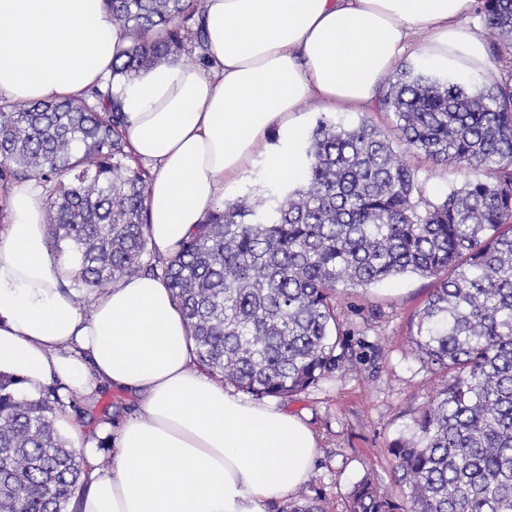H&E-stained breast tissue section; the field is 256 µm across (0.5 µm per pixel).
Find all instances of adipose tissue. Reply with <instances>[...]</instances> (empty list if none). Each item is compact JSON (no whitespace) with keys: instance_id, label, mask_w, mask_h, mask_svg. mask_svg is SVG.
Wrapping results in <instances>:
<instances>
[{"instance_id":"obj_1","label":"adipose tissue","mask_w":512,"mask_h":512,"mask_svg":"<svg viewBox=\"0 0 512 512\" xmlns=\"http://www.w3.org/2000/svg\"><path fill=\"white\" fill-rule=\"evenodd\" d=\"M474 0H203L209 67L170 63L112 84L127 48L93 0H0V100L76 99L111 87L132 154L156 164L150 243L174 255L205 212L264 156L268 182L299 170L292 134L303 102L368 104L410 33L419 53L492 71ZM279 146H271L272 131ZM47 196L11 182L0 225V372L36 389L57 379L96 396L125 390L141 413L113 440L109 466L85 444L80 512H268L309 478L316 439L299 417L215 383L193 362L190 330L161 277L120 280L78 305L66 264L49 254Z\"/></svg>"}]
</instances>
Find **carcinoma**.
Instances as JSON below:
<instances>
[{"label":"carcinoma","mask_w":512,"mask_h":512,"mask_svg":"<svg viewBox=\"0 0 512 512\" xmlns=\"http://www.w3.org/2000/svg\"><path fill=\"white\" fill-rule=\"evenodd\" d=\"M129 47L112 76L175 60L179 21L200 0H104ZM497 50L512 51V0H484ZM383 108L434 165L470 178L419 205L416 171L362 120H320L301 185L264 217L247 199L209 210L168 260L148 263L152 180L127 150L122 111L94 87L78 100L0 104V181L39 180L48 240L75 252L79 292L161 273L188 321L197 363L258 397L302 392L336 366V294L414 274L435 288L412 343L447 375L407 438L396 440L399 498L368 477L349 512H512V84L483 88L412 67L387 79ZM0 375V512H68L84 459L54 425L61 400L31 398Z\"/></svg>","instance_id":"cac0c4a2"}]
</instances>
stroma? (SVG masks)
Returning a JSON list of instances; mask_svg holds the SVG:
<instances>
[{
	"mask_svg": "<svg viewBox=\"0 0 512 512\" xmlns=\"http://www.w3.org/2000/svg\"><path fill=\"white\" fill-rule=\"evenodd\" d=\"M427 31L414 33L405 66L456 75L466 83L490 86L512 76V58H498L492 36H485L489 56L495 57L496 72H457L445 63H433L417 55L419 46L429 43ZM388 88L380 83L372 100L356 109H328L317 100L301 108L311 132L320 118L350 126L366 120L381 129L394 151L405 154L393 115L384 112L380 101ZM424 200L437 203L460 188L466 174L455 168L443 169L422 157H411ZM434 287L430 278L412 274L397 276L382 284L349 288L337 294L336 315L342 326V352L352 358V367L325 373L306 390L274 399L277 408L301 418L313 431L318 455L312 475L303 489L321 500L327 512H346L348 496L355 483L368 477L399 495L395 463L389 448L397 439L410 436L412 420L434 395L442 372L419 355L411 342L412 316L423 307ZM96 406L85 417L91 443L98 457L112 454V434L117 425L138 413L134 399L118 391L99 394ZM110 406L112 418L104 420L102 406Z\"/></svg>",
	"mask_w": 512,
	"mask_h": 512,
	"instance_id": "stroma-1",
	"label": "stroma"
}]
</instances>
